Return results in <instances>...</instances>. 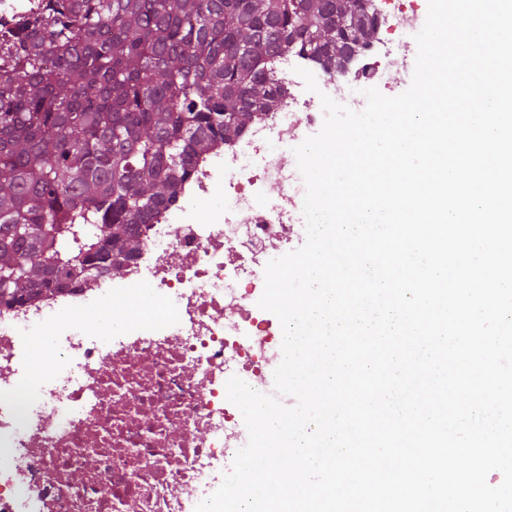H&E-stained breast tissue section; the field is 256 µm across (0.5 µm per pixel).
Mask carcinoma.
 <instances>
[{"mask_svg": "<svg viewBox=\"0 0 512 512\" xmlns=\"http://www.w3.org/2000/svg\"><path fill=\"white\" fill-rule=\"evenodd\" d=\"M370 0H41L0 31V303L134 257L199 158L276 109L277 57L328 70Z\"/></svg>", "mask_w": 512, "mask_h": 512, "instance_id": "obj_1", "label": "carcinoma"}]
</instances>
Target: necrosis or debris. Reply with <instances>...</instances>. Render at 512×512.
<instances>
[{"label": "necrosis or debris", "mask_w": 512, "mask_h": 512, "mask_svg": "<svg viewBox=\"0 0 512 512\" xmlns=\"http://www.w3.org/2000/svg\"><path fill=\"white\" fill-rule=\"evenodd\" d=\"M373 4L379 49L352 82L280 58L284 104L196 163L183 202L140 225L137 258L92 285L0 304V512H194L221 485L242 435L225 384L260 380L278 356L281 325L258 306L265 266L306 239L304 183L280 149L317 133L323 113L296 70L363 109L355 92L426 20L417 0Z\"/></svg>", "instance_id": "1"}]
</instances>
